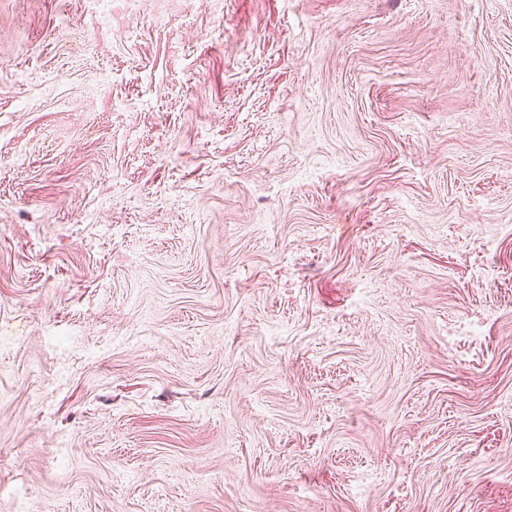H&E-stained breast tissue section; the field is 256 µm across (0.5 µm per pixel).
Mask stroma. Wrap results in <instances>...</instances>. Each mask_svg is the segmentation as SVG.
<instances>
[{
  "instance_id": "stroma-1",
  "label": "stroma",
  "mask_w": 512,
  "mask_h": 512,
  "mask_svg": "<svg viewBox=\"0 0 512 512\" xmlns=\"http://www.w3.org/2000/svg\"><path fill=\"white\" fill-rule=\"evenodd\" d=\"M0 512H512V0H0Z\"/></svg>"
}]
</instances>
